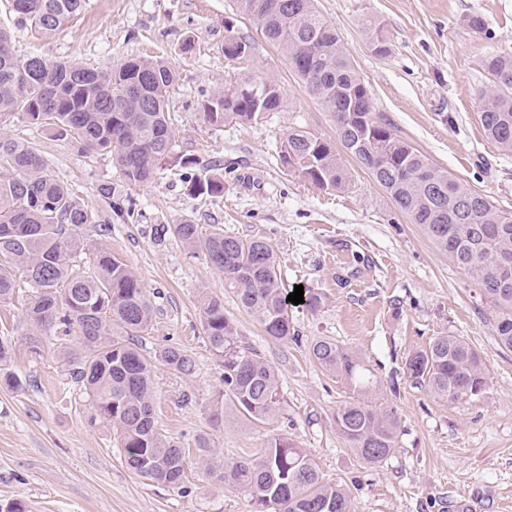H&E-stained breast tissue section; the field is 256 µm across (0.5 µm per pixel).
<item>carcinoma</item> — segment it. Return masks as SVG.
<instances>
[{"label":"carcinoma","instance_id":"cac0c4a2","mask_svg":"<svg viewBox=\"0 0 512 512\" xmlns=\"http://www.w3.org/2000/svg\"><path fill=\"white\" fill-rule=\"evenodd\" d=\"M256 32L278 47L308 92L336 118L345 150L390 196L411 223L450 261L469 274L493 310L499 345L512 351V210L436 167L421 151L398 138L374 112L361 75L347 57L341 38L318 12L314 0H235ZM21 22L50 36L86 9V0H12ZM365 33L373 53L385 56L390 43L384 26L368 20ZM224 56L246 59L254 40L230 34ZM489 85L482 92L478 119L485 135L512 152V53L482 61ZM177 81L162 57L130 58L109 69L42 56L18 57L7 30L0 27V120L20 114L47 127L84 153L111 156L125 183L144 184L163 165L177 160L169 96ZM283 105L280 86L248 77L200 102L204 120L220 126L246 123ZM281 157L301 177L329 191L348 188L349 177L330 142L303 127L288 132ZM189 191L209 198L224 195V174L189 182ZM109 210L127 218L132 208L112 204V184L98 187ZM98 223L68 184L56 179L48 161L28 142L0 132V305L24 272L36 293L26 309L29 353L41 352L48 336L78 337L64 346L63 360L91 400L96 416L120 432L126 466L156 484L176 488L188 468L186 450L155 424L156 370L189 376L195 362L183 349L167 345L153 352L142 339L153 329L154 307L136 271L105 248L94 252V271H73L70 259L86 251L76 230ZM170 235L203 256L224 275V290L252 315L271 338L288 341L291 323L277 254L262 237L206 229L190 220L167 224ZM204 330L224 369V400L237 417L254 424L273 418L281 406L276 369L239 344L238 327L224 312V299L203 294ZM325 372L345 380L353 397L332 416L338 434L363 463L378 466L394 452L399 419L378 404V381L357 354L324 336L309 348ZM409 377L436 396L457 401L477 397L489 384L479 353L460 336H439L405 362ZM199 461L219 485L246 490L254 512H352L347 486L327 480L314 459L287 437L269 439L252 458L224 461L212 454L206 437L196 440Z\"/></svg>","mask_w":512,"mask_h":512}]
</instances>
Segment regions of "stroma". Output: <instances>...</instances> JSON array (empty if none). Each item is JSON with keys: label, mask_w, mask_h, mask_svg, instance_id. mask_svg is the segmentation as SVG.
I'll use <instances>...</instances> for the list:
<instances>
[{"label": "stroma", "mask_w": 512, "mask_h": 512, "mask_svg": "<svg viewBox=\"0 0 512 512\" xmlns=\"http://www.w3.org/2000/svg\"><path fill=\"white\" fill-rule=\"evenodd\" d=\"M335 27L365 80L374 110L393 132L434 164L512 209V154L486 139L477 118L488 84L481 67L489 54L512 52V0H315ZM482 16L472 30L470 16ZM383 22L389 55L376 56L362 31ZM0 27L11 31L19 55L38 54L107 69L125 59L161 55L175 66L170 101L176 152L156 178L124 184L109 155L83 154L52 131L9 118L0 129L25 139L71 185L77 199L103 208L97 193L112 183L117 201L133 205V221L113 218L109 235L82 232L133 267L154 301V328L145 346L176 345L196 361L191 377L160 369L155 377V420L161 432L189 452L182 487L153 483L131 472L111 423L96 418L88 396L60 360V343L46 339L31 356L26 304L34 290L17 288L0 305V337L11 339L8 372L23 384H0V505L20 501L30 512H252L247 491L218 485L198 462L196 439L209 437L226 461L254 457L268 439L288 437L328 480L346 484L353 512H455L468 499L474 512H512V352L494 336L489 307L473 279L454 266L418 225L350 155L342 160L351 185L329 192L289 170L279 157L288 132L304 127L335 140L332 115L309 95L284 54L257 37L234 0H88L84 13L51 36L18 24L10 0H0ZM253 36L244 61L226 59L228 33ZM192 40L195 54L182 51ZM245 77L281 88L284 104L259 122L215 127L199 110L203 95ZM220 172L224 195L205 199L187 189L188 173ZM190 218L219 224L225 233L264 237L276 252L286 291L296 285L321 297L318 308L292 304L295 336L279 342L224 293V277L173 237L156 230ZM222 297L242 345L279 374L281 407L263 425L234 414L215 419L223 370L206 342L201 293ZM463 337L483 358L485 393L451 403L408 377L405 362L438 336ZM330 336L358 354L382 382L383 401L396 409L399 436L382 464H361L337 433L332 415L351 390L322 371L308 347Z\"/></svg>", "instance_id": "obj_1"}]
</instances>
